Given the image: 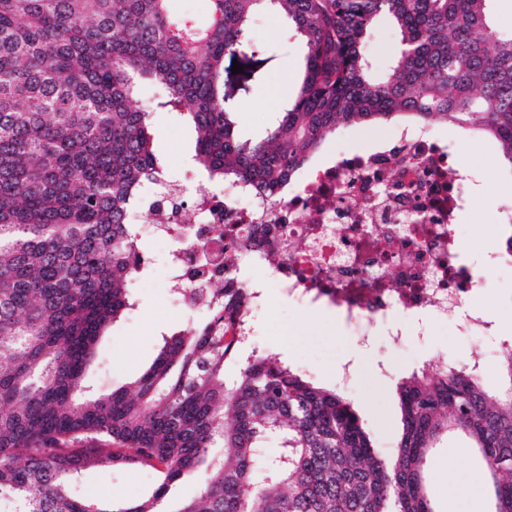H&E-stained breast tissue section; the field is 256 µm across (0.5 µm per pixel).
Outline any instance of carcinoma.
<instances>
[{
    "instance_id": "1",
    "label": "carcinoma",
    "mask_w": 512,
    "mask_h": 512,
    "mask_svg": "<svg viewBox=\"0 0 512 512\" xmlns=\"http://www.w3.org/2000/svg\"><path fill=\"white\" fill-rule=\"evenodd\" d=\"M171 2L0 0V512H163L198 470L200 496L169 512H435L427 471L450 432L475 450L488 512H512L508 349L494 391L456 362L401 377L387 452L343 393L224 336V313L245 302L235 288L163 337L137 379L86 390L99 338L132 306L134 217L166 168L144 86L159 91L155 110L191 120L190 162L208 182L274 201L337 129L396 116L485 132L512 163V33L490 24L491 0H205L202 25ZM263 11L303 41L304 78L265 134L245 137L224 60H275L249 37ZM382 17L399 51L378 74L367 44ZM90 464L149 469L158 484L131 504L76 498Z\"/></svg>"
}]
</instances>
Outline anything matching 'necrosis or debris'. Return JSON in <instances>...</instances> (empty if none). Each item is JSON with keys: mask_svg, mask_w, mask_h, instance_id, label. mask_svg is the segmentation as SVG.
<instances>
[{"mask_svg": "<svg viewBox=\"0 0 512 512\" xmlns=\"http://www.w3.org/2000/svg\"><path fill=\"white\" fill-rule=\"evenodd\" d=\"M470 181L428 125L404 126L314 167L279 203L164 173L148 208L149 236L166 245L168 283L182 301L217 284L248 295L246 308L225 318V335L252 341L253 315L271 285L283 299L332 310L365 339L378 329L398 343L402 321L422 330L455 314L475 339L467 365L485 372L490 357L480 338L489 322L469 298L484 274L512 266V251L469 263L455 220ZM185 198L196 210L190 224L175 207ZM230 256L233 275L224 270Z\"/></svg>", "mask_w": 512, "mask_h": 512, "instance_id": "obj_1", "label": "necrosis or debris"}]
</instances>
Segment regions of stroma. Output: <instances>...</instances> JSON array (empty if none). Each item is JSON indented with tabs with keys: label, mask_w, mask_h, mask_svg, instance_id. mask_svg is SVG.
Returning a JSON list of instances; mask_svg holds the SVG:
<instances>
[{
	"label": "stroma",
	"mask_w": 512,
	"mask_h": 512,
	"mask_svg": "<svg viewBox=\"0 0 512 512\" xmlns=\"http://www.w3.org/2000/svg\"><path fill=\"white\" fill-rule=\"evenodd\" d=\"M251 39L271 43L277 58L250 91H236L233 104L241 134H262L287 95L293 93L303 75L302 46L287 36L281 16L260 15L254 22ZM158 151L172 168L181 161L196 139L194 128L171 112L152 115ZM452 155L475 168L478 178L491 181L492 189L484 196L466 195L456 222L470 248L469 258L480 264L485 255L498 252L512 236V222H498L499 210L512 207V163L489 135L471 130L449 128ZM134 306L101 337L97 355L87 374L91 388L105 391L123 386L142 374L156 357L163 336L186 329L188 320L170 301L161 276L133 285ZM495 321L499 334L512 336V271H503L488 279L477 296ZM255 343L272 357L288 359L300 372L322 387L337 385L336 366L352 357L359 366V377L348 391L367 429L380 447H392L399 432L400 410L396 400L397 380L416 368L436 374L440 360L463 362L471 340L442 320L432 323V334L425 340L410 339L405 349L391 348L382 337L369 345L351 338L337 322L333 312H308L288 304L278 294H271L268 307L256 316ZM455 470L464 480H481L482 470L470 448L459 437H449L435 449L429 468V484L436 512H470L473 506L466 495L449 497L440 475ZM157 486L155 474L142 468H89L76 485L84 497L96 496L113 502H134L149 497Z\"/></svg>",
	"instance_id": "1"
}]
</instances>
